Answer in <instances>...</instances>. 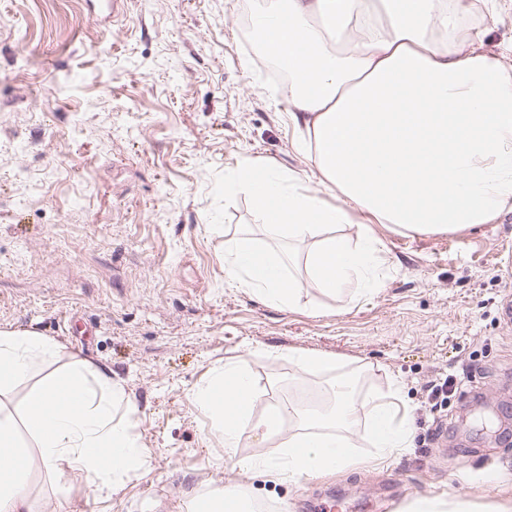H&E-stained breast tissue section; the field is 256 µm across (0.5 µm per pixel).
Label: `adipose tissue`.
<instances>
[{"instance_id":"adipose-tissue-1","label":"adipose tissue","mask_w":512,"mask_h":512,"mask_svg":"<svg viewBox=\"0 0 512 512\" xmlns=\"http://www.w3.org/2000/svg\"><path fill=\"white\" fill-rule=\"evenodd\" d=\"M459 0H270L252 16L257 51L292 79L291 146L320 189L295 172L242 168L236 187L274 242L305 248L312 288L341 295L360 282L374 293L383 245L373 227L431 235L488 224L512 212V68L478 49ZM341 205L328 203L329 195ZM368 223L356 239L336 234L352 212ZM227 274L265 300L316 313L284 274L273 250L246 236L224 242ZM58 344L34 329H0V396L26 387L22 414L0 407V512H34L33 471L77 478L98 495L119 490L145 450L128 418L130 402L109 373L83 363L58 370ZM234 467L296 482L354 468L356 423L387 460L409 447L413 417L396 386L359 398L337 376L333 408L267 404L246 361L225 363L196 394ZM280 438L274 456L241 457L243 431Z\"/></svg>"}]
</instances>
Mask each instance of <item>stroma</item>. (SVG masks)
<instances>
[{"mask_svg":"<svg viewBox=\"0 0 512 512\" xmlns=\"http://www.w3.org/2000/svg\"><path fill=\"white\" fill-rule=\"evenodd\" d=\"M267 0H122L107 26L90 0H0V329L33 328L60 361L111 372L132 401L145 467L111 497L36 474V512H188L228 477L268 512H402L412 498L512 502V294L500 252L512 212L456 233L374 227L385 283L356 301L289 310L239 287L224 239L267 237L241 167L303 172L290 104L242 31ZM482 48L512 66V0L477 16ZM318 352L359 369L362 393L399 383L415 415L409 448L380 463L288 483L231 474L195 399L215 368L246 360L270 402L323 404L331 375L296 376ZM471 368L438 411L429 382Z\"/></svg>","mask_w":512,"mask_h":512,"instance_id":"35a3bbf8","label":"stroma"}]
</instances>
